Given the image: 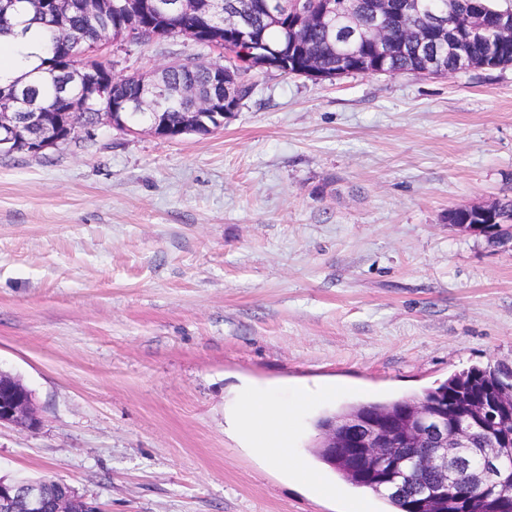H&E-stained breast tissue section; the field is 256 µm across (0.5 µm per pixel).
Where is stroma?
I'll use <instances>...</instances> for the list:
<instances>
[{
	"label": "stroma",
	"mask_w": 512,
	"mask_h": 512,
	"mask_svg": "<svg viewBox=\"0 0 512 512\" xmlns=\"http://www.w3.org/2000/svg\"><path fill=\"white\" fill-rule=\"evenodd\" d=\"M188 54L219 58L155 41L114 71ZM247 80L206 136L0 156V371L41 417L0 427L1 479L104 512H387L319 461L317 419L512 364V240L448 222L512 196V66ZM245 390L295 405L319 486L249 448Z\"/></svg>",
	"instance_id": "1"
}]
</instances>
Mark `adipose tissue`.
Segmentation results:
<instances>
[{
	"label": "adipose tissue",
	"instance_id": "obj_1",
	"mask_svg": "<svg viewBox=\"0 0 512 512\" xmlns=\"http://www.w3.org/2000/svg\"><path fill=\"white\" fill-rule=\"evenodd\" d=\"M236 421L253 448L267 459L280 462L289 458V440L294 429L292 406L247 391L238 398Z\"/></svg>",
	"mask_w": 512,
	"mask_h": 512
}]
</instances>
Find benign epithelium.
<instances>
[{"label":"benign epithelium","mask_w":512,"mask_h":512,"mask_svg":"<svg viewBox=\"0 0 512 512\" xmlns=\"http://www.w3.org/2000/svg\"><path fill=\"white\" fill-rule=\"evenodd\" d=\"M74 0H32L39 13L62 21L73 6ZM318 18L330 25L340 17L356 26L354 16L359 0H323ZM391 0H372L373 22L367 31L374 48L381 54L389 51L395 41L391 37L392 26L388 18L392 13ZM196 0H156L155 9L169 17L191 19L196 16ZM224 26L233 28L249 38L251 52L237 57L224 49L222 40H207L218 53L224 54L225 62L232 67L253 66L276 69L283 52L266 54L259 51L256 30L249 18L238 14L224 13ZM512 41V25L498 23L489 26L483 18H475L466 30L453 32L446 38L439 32V43L448 48L463 67L470 59L465 44L472 39ZM117 44L105 31L97 35L94 60L102 63L100 77L92 85L91 92L99 100H112V76L104 53L108 45ZM184 94L197 101V111L185 113V119L177 130L172 131L154 120L148 131L157 137L175 139L184 135H204L212 130L205 118L214 102L200 96L193 87L184 89ZM161 96V85L152 80L144 85L139 107L152 109ZM84 114L75 106L69 112H18L10 103L0 101V153L15 152L23 148L31 154H41L55 149L68 141L83 122ZM458 227L478 233L491 240L499 239V231L512 224H470L462 222ZM409 424L401 430L391 419L373 416L367 420L350 419L341 424L331 420L320 429L319 443L331 454L340 453L357 461L382 459L385 467L376 474L371 470L361 472V477L372 482L377 491L398 495L408 501L443 500L463 496L470 502L477 500L476 494L493 486L506 487L512 484V474L505 472L501 459L512 456V437L495 434L490 422L495 420L492 409L484 405L472 411V415L461 422L448 424V415L434 412L427 404L420 403L407 415ZM32 430L39 424L33 394L14 377L0 372V424ZM488 435V446L472 447L475 435ZM0 512H72L71 500L59 497L49 500L39 486L21 487L0 482Z\"/></svg>","instance_id":"7a95c632"}]
</instances>
